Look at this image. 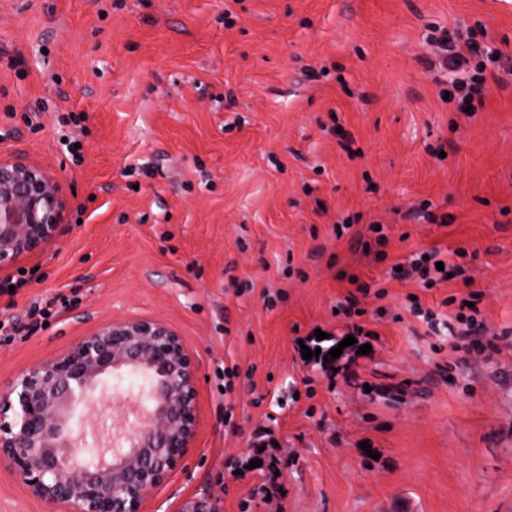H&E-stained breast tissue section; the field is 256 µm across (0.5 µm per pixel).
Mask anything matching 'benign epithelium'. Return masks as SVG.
<instances>
[{
    "instance_id": "obj_1",
    "label": "benign epithelium",
    "mask_w": 512,
    "mask_h": 512,
    "mask_svg": "<svg viewBox=\"0 0 512 512\" xmlns=\"http://www.w3.org/2000/svg\"><path fill=\"white\" fill-rule=\"evenodd\" d=\"M55 178L0 157V268L42 250L64 224ZM198 361L176 331L149 319L111 321L66 352L22 371L0 396V460L47 512H142L192 449ZM141 381L137 407L111 379ZM105 403L116 447L83 449L79 407Z\"/></svg>"
}]
</instances>
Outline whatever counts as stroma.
I'll return each instance as SVG.
<instances>
[{"instance_id": "stroma-1", "label": "stroma", "mask_w": 512, "mask_h": 512, "mask_svg": "<svg viewBox=\"0 0 512 512\" xmlns=\"http://www.w3.org/2000/svg\"><path fill=\"white\" fill-rule=\"evenodd\" d=\"M480 23L509 62L471 116L425 39ZM1 155L67 201L0 272L26 273L14 314L78 299L0 342V392L114 320L163 322L199 359L194 448L143 512H512V0H0ZM352 216L383 224L385 259L336 237ZM432 247L465 248L467 280L393 276ZM342 271L385 292L355 320ZM476 290L492 352L409 311ZM0 512H45L4 462Z\"/></svg>"}]
</instances>
